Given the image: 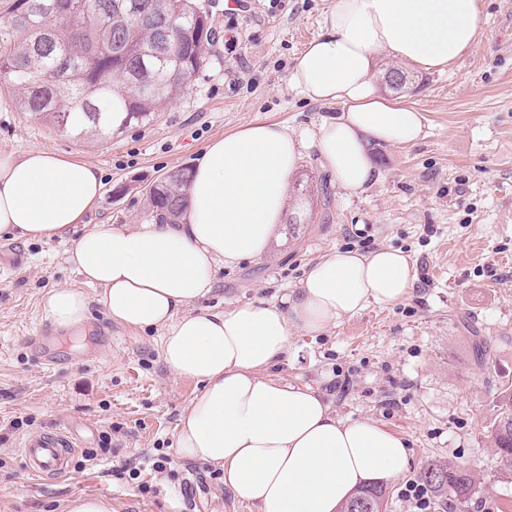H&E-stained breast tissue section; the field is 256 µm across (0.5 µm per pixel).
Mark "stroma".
<instances>
[{"mask_svg": "<svg viewBox=\"0 0 512 512\" xmlns=\"http://www.w3.org/2000/svg\"><path fill=\"white\" fill-rule=\"evenodd\" d=\"M213 30L206 62L189 86L149 121L109 139L79 138L20 112L0 84V152L37 147L96 166L103 182L85 226L144 224L147 187L191 168L206 145L252 121L298 130L336 116L302 100L289 73L320 28L328 0H199ZM483 31L450 70L405 66L400 101L425 115L411 146L373 147L381 181L347 197L316 158L293 177L291 215L271 254L218 268L195 310L279 297L333 250L406 252L416 281L395 306H369L326 332L294 333L278 367L323 390L346 419L376 421L402 437L405 471L386 484V512H417L400 496L428 464L463 463L478 477L469 512H512V479L499 475L486 439L492 402L512 386V0H484ZM72 237L0 235V512H65L100 496L112 512H252L219 469L178 455V421L200 391L173 377L163 330L112 323L69 262ZM84 288L93 332L51 336L55 368L27 345L49 329L41 302L55 287ZM74 430L81 449L111 437L110 457L67 476L25 470L29 430ZM133 462L131 479L124 462Z\"/></svg>", "mask_w": 512, "mask_h": 512, "instance_id": "35a3bbf8", "label": "stroma"}]
</instances>
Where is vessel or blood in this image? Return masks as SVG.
<instances>
[{
  "label": "vessel or blood",
  "mask_w": 512,
  "mask_h": 512,
  "mask_svg": "<svg viewBox=\"0 0 512 512\" xmlns=\"http://www.w3.org/2000/svg\"><path fill=\"white\" fill-rule=\"evenodd\" d=\"M75 440L69 432L49 429L29 433L21 442V456L31 474L55 479L65 476L75 453Z\"/></svg>",
  "instance_id": "obj_1"
}]
</instances>
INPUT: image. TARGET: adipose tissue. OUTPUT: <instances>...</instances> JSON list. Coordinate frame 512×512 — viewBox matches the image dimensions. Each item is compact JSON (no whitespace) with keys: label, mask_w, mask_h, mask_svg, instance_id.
Instances as JSON below:
<instances>
[{"label":"adipose tissue","mask_w":512,"mask_h":512,"mask_svg":"<svg viewBox=\"0 0 512 512\" xmlns=\"http://www.w3.org/2000/svg\"><path fill=\"white\" fill-rule=\"evenodd\" d=\"M483 0H329L320 31L289 76L304 100L340 113L299 131L245 124L212 139L193 167L177 223L99 225L81 232L69 261L101 287L108 318L131 331L164 330L168 370L201 390L184 409L177 452L219 468L225 485L256 512H341L357 490L398 477L403 439L372 421H348L325 393L275 375L290 336L318 334L371 305H394L413 288L403 250H335L276 301L231 303L191 313L217 267L270 253L286 221L290 178L316 154L348 195L380 177L370 148L412 144L424 115L385 97L379 55L444 70L472 50ZM90 164L31 147L0 154V234L51 240L75 230L102 193ZM41 307L55 330H80L83 288L62 286Z\"/></svg>","instance_id":"1"}]
</instances>
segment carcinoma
<instances>
[{"mask_svg":"<svg viewBox=\"0 0 512 512\" xmlns=\"http://www.w3.org/2000/svg\"><path fill=\"white\" fill-rule=\"evenodd\" d=\"M182 25L181 50L167 55L155 46L154 25L142 15ZM208 15L195 0H14L0 21V80L15 87L23 112L79 135L112 137L144 122L187 85L205 61L211 41ZM95 47L88 58L74 54V41ZM187 172L170 174L149 193L151 213L176 223L185 204ZM487 439L501 475L512 478V386L493 401ZM424 481L466 504L476 485L464 466L432 463ZM363 498V508L355 507ZM344 512H382L385 488L372 486Z\"/></svg>","mask_w":512,"mask_h":512,"instance_id":"1","label":"carcinoma"}]
</instances>
